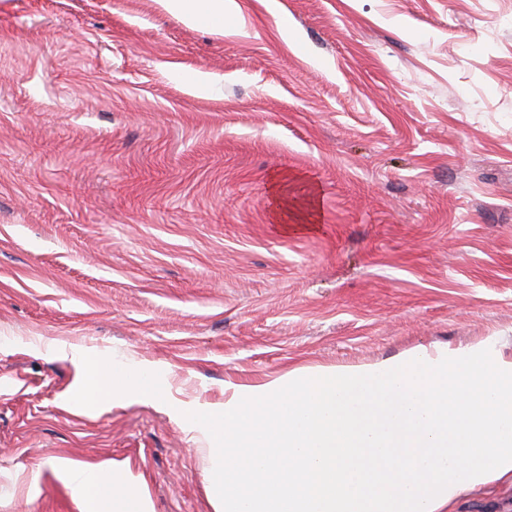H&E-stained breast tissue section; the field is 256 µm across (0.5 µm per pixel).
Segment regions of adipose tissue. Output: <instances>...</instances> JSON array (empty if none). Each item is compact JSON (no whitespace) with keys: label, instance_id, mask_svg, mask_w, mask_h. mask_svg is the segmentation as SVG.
I'll use <instances>...</instances> for the list:
<instances>
[{"label":"adipose tissue","instance_id":"ef3b65f1","mask_svg":"<svg viewBox=\"0 0 512 512\" xmlns=\"http://www.w3.org/2000/svg\"><path fill=\"white\" fill-rule=\"evenodd\" d=\"M168 11L180 14L187 22H195L207 17L216 25H223L226 13L233 11L236 0H163ZM83 385L78 392L81 402L97 408L117 401L138 399L157 400L155 389L136 375L119 376L105 367L99 359L86 357L79 363ZM71 481L90 507H100L108 502L111 493L118 489H128L125 471L105 465L87 464L71 469Z\"/></svg>","mask_w":512,"mask_h":512}]
</instances>
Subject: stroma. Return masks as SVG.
Returning <instances> with one entry per match:
<instances>
[{"label": "stroma", "instance_id": "stroma-1", "mask_svg": "<svg viewBox=\"0 0 512 512\" xmlns=\"http://www.w3.org/2000/svg\"><path fill=\"white\" fill-rule=\"evenodd\" d=\"M0 0V512H216L169 404L484 341L512 356V0ZM209 77L198 89V75ZM160 402L74 403L78 359ZM453 512H512V482ZM168 11L178 13L189 22H195L201 17L213 20L223 29L224 14L237 8L236 0H162ZM68 474L91 509L95 507L98 510L107 503L111 492L112 499H115V492L120 488L127 489L128 498L135 500L138 497L137 492L130 488L127 474L122 469L105 464H87L71 469Z\"/></svg>", "mask_w": 512, "mask_h": 512}]
</instances>
